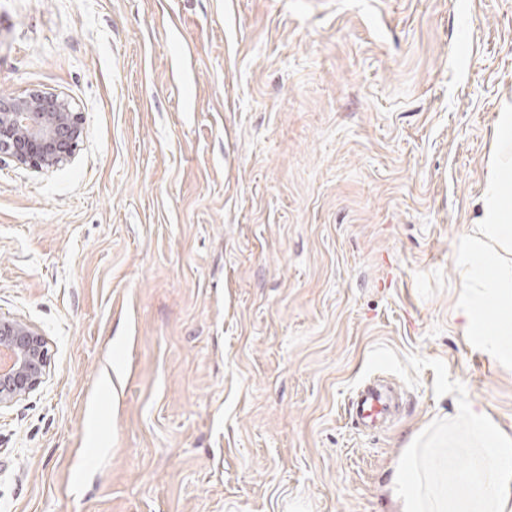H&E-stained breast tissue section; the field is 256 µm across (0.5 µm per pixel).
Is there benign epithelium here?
<instances>
[{
    "label": "benign epithelium",
    "mask_w": 512,
    "mask_h": 512,
    "mask_svg": "<svg viewBox=\"0 0 512 512\" xmlns=\"http://www.w3.org/2000/svg\"><path fill=\"white\" fill-rule=\"evenodd\" d=\"M83 134L81 113L56 92L34 89L0 97V156L37 171L57 169L75 155ZM0 409L27 397L43 382L48 350L38 328L19 317L0 316Z\"/></svg>",
    "instance_id": "obj_1"
}]
</instances>
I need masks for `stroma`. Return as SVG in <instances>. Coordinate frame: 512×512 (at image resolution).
I'll use <instances>...</instances> for the list:
<instances>
[{
    "label": "stroma",
    "mask_w": 512,
    "mask_h": 512,
    "mask_svg": "<svg viewBox=\"0 0 512 512\" xmlns=\"http://www.w3.org/2000/svg\"><path fill=\"white\" fill-rule=\"evenodd\" d=\"M33 89L84 131L60 168L0 159V315L50 356L0 410V512H390L456 398L387 372L395 419L353 422L379 344L512 434L454 260L512 106V0H0V95Z\"/></svg>",
    "instance_id": "35a3bbf8"
}]
</instances>
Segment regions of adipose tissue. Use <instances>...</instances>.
I'll list each match as a JSON object with an SVG mask.
<instances>
[{
  "mask_svg": "<svg viewBox=\"0 0 512 512\" xmlns=\"http://www.w3.org/2000/svg\"><path fill=\"white\" fill-rule=\"evenodd\" d=\"M500 153L488 174L483 215L462 242L456 262L472 282L457 309L464 335L477 337L490 355L512 360V194H502L512 181V113H500L496 128Z\"/></svg>",
  "mask_w": 512,
  "mask_h": 512,
  "instance_id": "adipose-tissue-1",
  "label": "adipose tissue"
}]
</instances>
